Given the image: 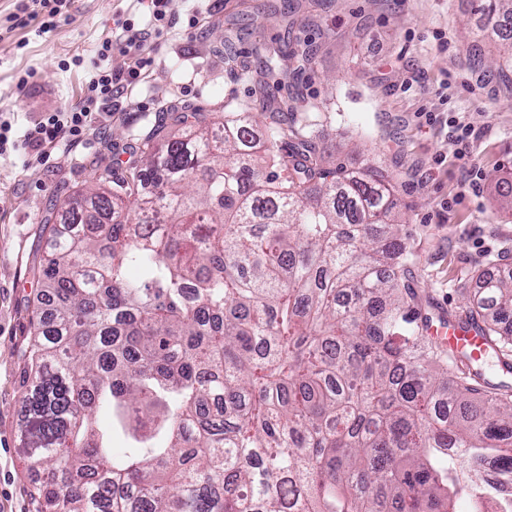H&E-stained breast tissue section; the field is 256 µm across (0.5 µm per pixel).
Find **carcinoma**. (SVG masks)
I'll use <instances>...</instances> for the list:
<instances>
[{
    "instance_id": "1",
    "label": "carcinoma",
    "mask_w": 512,
    "mask_h": 512,
    "mask_svg": "<svg viewBox=\"0 0 512 512\" xmlns=\"http://www.w3.org/2000/svg\"><path fill=\"white\" fill-rule=\"evenodd\" d=\"M480 8L512 31V0ZM174 121L64 204L33 270L54 298L19 425L37 512H455L487 492L512 386L426 337L393 189L323 168L315 118L287 154L252 112ZM476 280L457 324L512 373V274ZM103 410L152 425L118 462Z\"/></svg>"
}]
</instances>
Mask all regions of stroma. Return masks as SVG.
<instances>
[{
    "label": "stroma",
    "mask_w": 512,
    "mask_h": 512,
    "mask_svg": "<svg viewBox=\"0 0 512 512\" xmlns=\"http://www.w3.org/2000/svg\"><path fill=\"white\" fill-rule=\"evenodd\" d=\"M151 11V0H71L52 32L15 28L0 41V114L21 130L79 105L99 41L129 23L150 28ZM287 11V0H169L175 24L146 42L151 64L116 111L42 160L24 150L0 159V512H36L37 474L17 433L23 353L45 292L30 270L46 251L50 219L93 177L121 167L139 135L177 132L172 113L211 119L245 108L259 115V138L269 122L265 96L286 98L293 109L280 119L292 145L308 115L331 113L316 140L322 163L369 165L393 186L414 252L403 281L430 317L462 313L477 269L512 270V87L467 60L488 25L476 0H300L293 29ZM297 37L315 49L311 66L296 74L277 56L272 76L260 78L257 48ZM76 55L83 66L63 68ZM26 72L28 84L18 86ZM428 111L437 121H426ZM454 117L471 125L470 139L452 136Z\"/></svg>",
    "instance_id": "obj_1"
}]
</instances>
